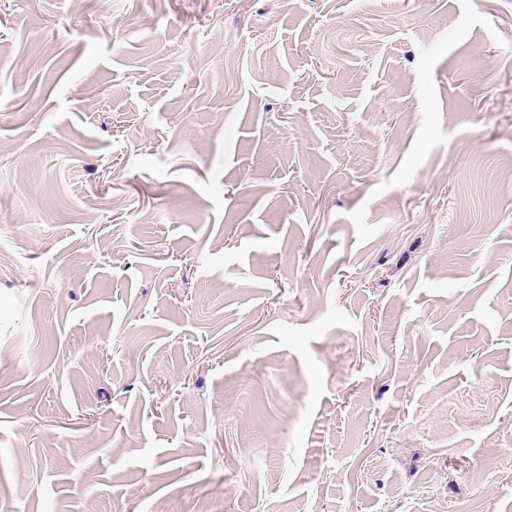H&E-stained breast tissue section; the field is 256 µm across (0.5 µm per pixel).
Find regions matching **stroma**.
Returning a JSON list of instances; mask_svg holds the SVG:
<instances>
[{"instance_id": "stroma-1", "label": "stroma", "mask_w": 512, "mask_h": 512, "mask_svg": "<svg viewBox=\"0 0 512 512\" xmlns=\"http://www.w3.org/2000/svg\"><path fill=\"white\" fill-rule=\"evenodd\" d=\"M512 0H0V512H512Z\"/></svg>"}]
</instances>
